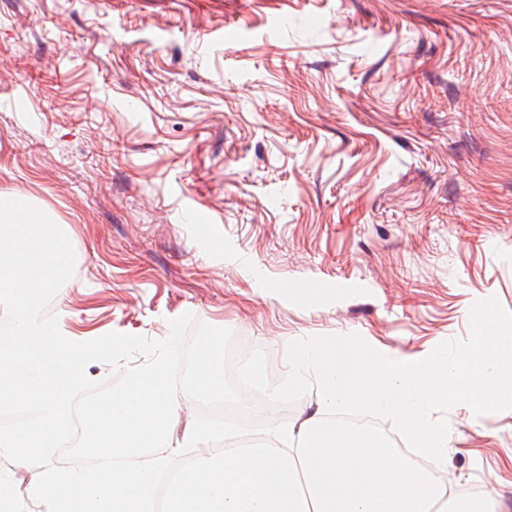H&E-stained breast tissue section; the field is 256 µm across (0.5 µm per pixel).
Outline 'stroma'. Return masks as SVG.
<instances>
[{
    "label": "stroma",
    "mask_w": 512,
    "mask_h": 512,
    "mask_svg": "<svg viewBox=\"0 0 512 512\" xmlns=\"http://www.w3.org/2000/svg\"><path fill=\"white\" fill-rule=\"evenodd\" d=\"M0 194L68 228V336L424 357L512 312V0H0ZM443 417L512 512V410Z\"/></svg>",
    "instance_id": "stroma-1"
}]
</instances>
